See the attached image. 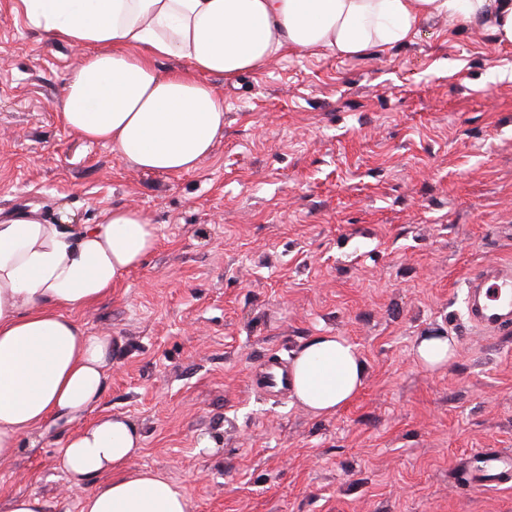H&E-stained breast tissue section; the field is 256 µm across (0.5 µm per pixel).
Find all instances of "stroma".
Returning a JSON list of instances; mask_svg holds the SVG:
<instances>
[{"label":"stroma","instance_id":"35a3bbf8","mask_svg":"<svg viewBox=\"0 0 512 512\" xmlns=\"http://www.w3.org/2000/svg\"><path fill=\"white\" fill-rule=\"evenodd\" d=\"M85 50L0 0V210L67 206L77 224L140 210L158 246L77 318L112 338L98 413L143 435L128 469L181 486L191 512H512V488L460 485L456 461L512 449V330L468 317L465 280L512 263V46L487 25L420 23L341 58L292 51L224 100V134L181 175L131 166L59 117ZM356 345L359 395L318 416L250 387L311 337ZM451 337L454 361L412 356ZM74 425L0 461V512L33 492L80 512L58 468ZM413 353L420 366L433 370L444 366L455 357L454 343L447 336H424L418 340Z\"/></svg>","mask_w":512,"mask_h":512}]
</instances>
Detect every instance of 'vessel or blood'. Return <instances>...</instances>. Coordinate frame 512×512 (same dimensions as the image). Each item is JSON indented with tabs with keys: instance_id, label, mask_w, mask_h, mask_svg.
Instances as JSON below:
<instances>
[{
	"instance_id": "vessel-or-blood-1",
	"label": "vessel or blood",
	"mask_w": 512,
	"mask_h": 512,
	"mask_svg": "<svg viewBox=\"0 0 512 512\" xmlns=\"http://www.w3.org/2000/svg\"><path fill=\"white\" fill-rule=\"evenodd\" d=\"M467 310L478 328L499 332L512 327V265L498 263L472 272L467 281ZM256 392L280 397L291 388L288 366L267 359L252 375ZM459 481L469 488L484 490L512 484V454L498 448H480L465 458L458 471Z\"/></svg>"
}]
</instances>
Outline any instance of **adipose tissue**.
<instances>
[{"label":"adipose tissue","mask_w":512,"mask_h":512,"mask_svg":"<svg viewBox=\"0 0 512 512\" xmlns=\"http://www.w3.org/2000/svg\"><path fill=\"white\" fill-rule=\"evenodd\" d=\"M29 24L86 49L67 78L63 123L135 167L194 170L224 132V101L207 78L239 80L288 50L362 55L411 41L421 21L490 25L512 44V0H21ZM181 66L161 71L160 59ZM155 227L116 207L96 224L38 209L0 215V460L22 436L81 421L58 464L81 493L80 512H190L175 483L126 464L142 447L134 422L89 419L107 381L109 335L88 334L75 310L108 295L157 247ZM365 364L340 336H315L291 366L297 400L317 415L351 403Z\"/></svg>","instance_id":"1"}]
</instances>
